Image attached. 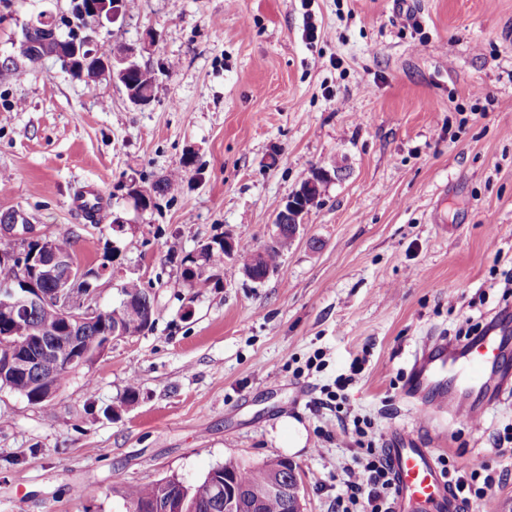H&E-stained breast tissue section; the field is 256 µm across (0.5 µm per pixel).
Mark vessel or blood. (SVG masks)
I'll return each instance as SVG.
<instances>
[{
  "mask_svg": "<svg viewBox=\"0 0 512 512\" xmlns=\"http://www.w3.org/2000/svg\"><path fill=\"white\" fill-rule=\"evenodd\" d=\"M511 365L495 337L473 341L459 352L446 337L432 336L414 353L401 395L407 400L430 398L424 413L433 418L460 407L451 385L462 387L474 379L486 388L500 384ZM385 456L395 487L392 512H460L462 503L441 471L431 442L394 425L386 434Z\"/></svg>",
  "mask_w": 512,
  "mask_h": 512,
  "instance_id": "b4317fda",
  "label": "vessel or blood"
}]
</instances>
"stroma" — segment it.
Wrapping results in <instances>:
<instances>
[{
    "instance_id": "35a3bbf8",
    "label": "stroma",
    "mask_w": 512,
    "mask_h": 512,
    "mask_svg": "<svg viewBox=\"0 0 512 512\" xmlns=\"http://www.w3.org/2000/svg\"><path fill=\"white\" fill-rule=\"evenodd\" d=\"M69 8L0 0V62L32 15ZM151 32L146 107L51 59L0 77V213L69 233L87 265L116 243L122 276L157 304L152 329L72 372L51 407L0 389V512H127L133 486L280 457L298 467L302 512H332L359 448L318 401L354 359L351 413L378 436L396 423L426 438L398 397L411 350L495 317L512 354V0H133L108 43ZM318 167L336 178L263 282L229 260L208 287L183 282L176 260L201 243L267 246ZM177 169L178 189L134 208L130 182ZM88 182L107 199L94 222L72 205ZM133 380L139 400L122 405ZM290 419L302 447L279 435ZM436 428L450 465L506 475L464 512H512V456L493 446L512 428V398L480 427Z\"/></svg>"
}]
</instances>
